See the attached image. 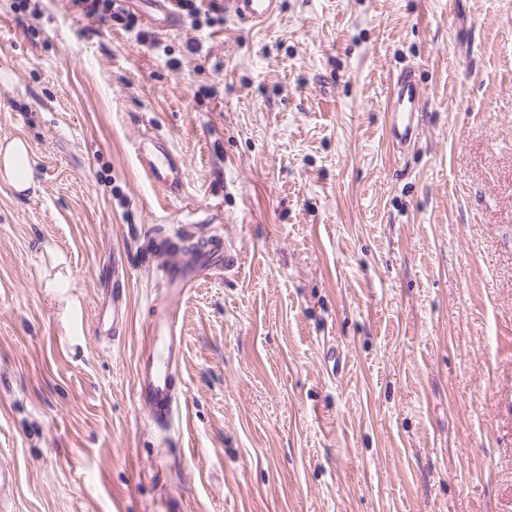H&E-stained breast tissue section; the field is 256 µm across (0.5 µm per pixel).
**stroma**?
I'll list each match as a JSON object with an SVG mask.
<instances>
[{"label": "stroma", "mask_w": 512, "mask_h": 512, "mask_svg": "<svg viewBox=\"0 0 512 512\" xmlns=\"http://www.w3.org/2000/svg\"><path fill=\"white\" fill-rule=\"evenodd\" d=\"M36 5L0 0V141L29 142L37 182L0 181L9 512H512V0H282L153 46ZM148 127L180 198L133 153ZM192 231L237 260L183 303L164 432L134 364L153 239ZM117 261L129 327L105 344ZM395 101L388 137L401 152L413 149L419 139L423 89L413 68L400 71L394 79ZM137 145L136 157L148 181L165 197H182L186 187L185 169L170 143L144 133Z\"/></svg>", "instance_id": "obj_1"}]
</instances>
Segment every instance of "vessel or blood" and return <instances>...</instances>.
Here are the masks:
<instances>
[{
	"label": "vessel or blood",
	"instance_id": "1",
	"mask_svg": "<svg viewBox=\"0 0 512 512\" xmlns=\"http://www.w3.org/2000/svg\"><path fill=\"white\" fill-rule=\"evenodd\" d=\"M134 1L139 4L138 15L157 30L182 28L184 19L177 0H114V8L122 10ZM281 6V0H224L225 13L252 28L267 23ZM394 89L388 137L394 147L406 152L419 139L423 89L411 68L396 75ZM135 153L146 178L159 192L171 198L183 196L185 169L170 143L145 134ZM153 246L164 253L158 267L162 301L146 324V345L135 363V395L152 425L166 430L179 417L185 388L180 303L192 288L222 274L234 256L224 239L204 233L189 235L174 244L160 236ZM99 323L101 341L112 343L120 338L125 326L120 290L112 291L111 304L101 313Z\"/></svg>",
	"mask_w": 512,
	"mask_h": 512
}]
</instances>
